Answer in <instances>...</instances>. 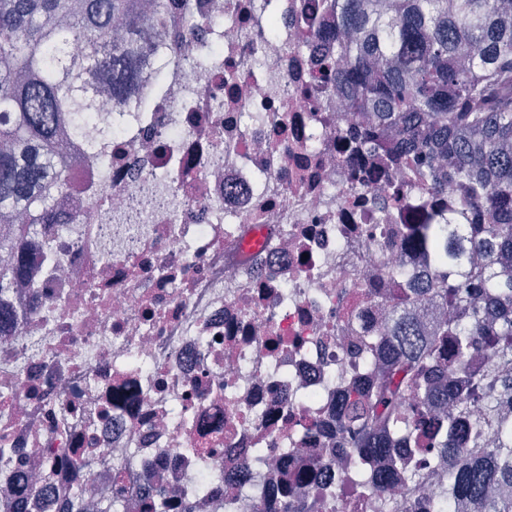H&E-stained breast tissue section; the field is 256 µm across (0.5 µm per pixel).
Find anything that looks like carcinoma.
Listing matches in <instances>:
<instances>
[{
  "mask_svg": "<svg viewBox=\"0 0 512 512\" xmlns=\"http://www.w3.org/2000/svg\"><path fill=\"white\" fill-rule=\"evenodd\" d=\"M304 11L336 13V54L305 93L336 75V95L363 131L357 148L389 136L388 162L432 191L451 180L456 210L470 217L455 231L430 213L410 227L452 313L434 336L414 338L412 301L398 303L370 380L345 383L338 424L351 453L336 465L366 489L352 509L407 512L379 495L387 469L416 490L426 481L394 455L401 439L418 453L452 448L441 480L448 503L512 512V0H305ZM166 13L167 0H0V216L59 235L55 213L71 192L60 152L81 159L93 122L112 136L97 87L108 84L113 111H129L144 68L167 49ZM460 425L468 448L454 445ZM297 478L283 473L279 512H301L286 486ZM35 495L19 476L5 499Z\"/></svg>",
  "mask_w": 512,
  "mask_h": 512,
  "instance_id": "obj_1",
  "label": "carcinoma"
}]
</instances>
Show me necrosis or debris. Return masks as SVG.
Returning a JSON list of instances; mask_svg holds the SVG:
<instances>
[{
    "label": "necrosis or debris",
    "mask_w": 512,
    "mask_h": 512,
    "mask_svg": "<svg viewBox=\"0 0 512 512\" xmlns=\"http://www.w3.org/2000/svg\"><path fill=\"white\" fill-rule=\"evenodd\" d=\"M299 3L168 0L179 64L153 61L135 112L101 89L116 131L88 125L66 166V231L15 232L0 490L31 475L26 512H274L272 465L313 461L347 499L336 377L364 379L368 338L430 276L402 248L424 197L402 169L375 194L360 158L337 163L356 119L305 93L330 45L293 51Z\"/></svg>",
    "instance_id": "necrosis-or-debris-1"
}]
</instances>
